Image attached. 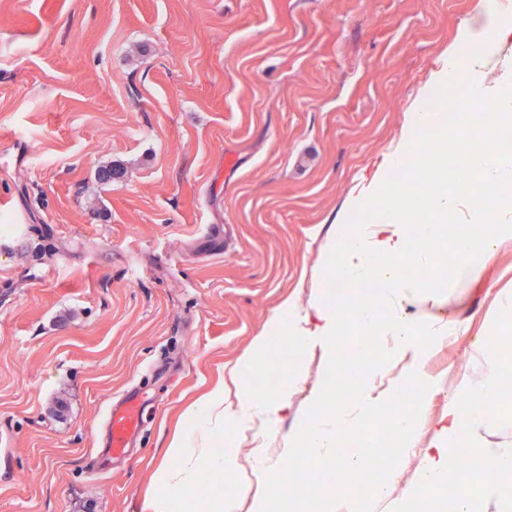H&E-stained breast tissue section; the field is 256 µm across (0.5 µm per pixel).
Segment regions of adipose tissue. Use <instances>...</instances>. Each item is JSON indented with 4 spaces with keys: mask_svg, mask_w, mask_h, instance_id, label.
Returning a JSON list of instances; mask_svg holds the SVG:
<instances>
[{
    "mask_svg": "<svg viewBox=\"0 0 512 512\" xmlns=\"http://www.w3.org/2000/svg\"><path fill=\"white\" fill-rule=\"evenodd\" d=\"M373 183L379 194L393 203L386 210L381 223L367 224L350 233L338 234L331 244L330 253L340 255L336 274L342 280L360 281L379 279L383 288L381 303L396 311L407 304L432 306L438 303L437 295L422 293L413 288H401L389 270L400 257L409 255L405 246L407 225L401 222L400 202L406 198L405 186L394 184L385 170H378ZM390 336L400 361L408 374L407 384L418 396H426L427 386L415 375L417 363L437 343V336L425 335L412 324L391 320L384 326ZM499 389L495 377H487L481 384L461 378L454 398L449 401L437 427L425 429L419 417L401 420V431L409 440V448L394 456L393 470H403L410 456H417V474L424 488H434L450 476V462L459 452H466L472 469L495 475L494 482L463 483L456 494V512H475L477 503L494 506L496 512H512V445L491 442L487 434L495 422L485 408L493 403ZM288 406V396L283 392L255 398L248 388H241L237 395V408L227 412L224 392L216 390L205 406L207 423L172 439L164 448V461L155 474L156 494L143 505V512H174L175 508H188L189 493L195 486L201 467L214 472H238L235 459L223 458L220 448L214 447L216 437L230 433L234 423L259 419L271 422ZM409 493L395 494L393 485L381 482L374 486L367 500L353 497L345 488H337L336 512H406Z\"/></svg>",
    "mask_w": 512,
    "mask_h": 512,
    "instance_id": "1",
    "label": "adipose tissue"
}]
</instances>
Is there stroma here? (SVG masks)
Listing matches in <instances>:
<instances>
[{
	"instance_id": "1",
	"label": "stroma",
	"mask_w": 512,
	"mask_h": 512,
	"mask_svg": "<svg viewBox=\"0 0 512 512\" xmlns=\"http://www.w3.org/2000/svg\"><path fill=\"white\" fill-rule=\"evenodd\" d=\"M488 0H0V512H138L168 437L267 323L257 370L303 380L283 459L326 368L292 358L351 198L399 156L460 30ZM123 176L100 183L97 171ZM439 317L463 329L420 365L433 425L461 376L512 364L480 341L512 247L486 248ZM150 394L141 445L90 474L109 401Z\"/></svg>"
}]
</instances>
